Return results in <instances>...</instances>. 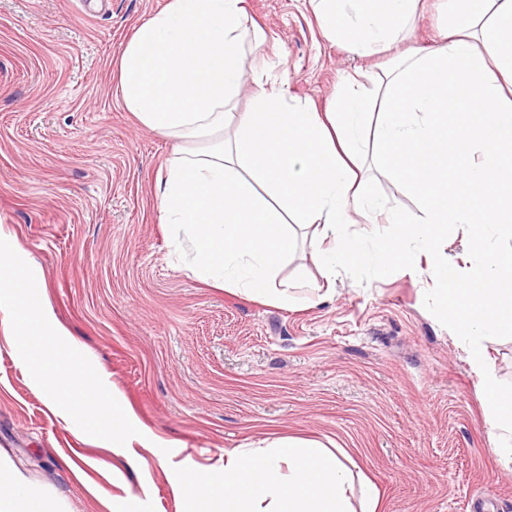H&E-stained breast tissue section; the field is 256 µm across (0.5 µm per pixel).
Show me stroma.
<instances>
[{
  "instance_id": "35a3bbf8",
  "label": "stroma",
  "mask_w": 512,
  "mask_h": 512,
  "mask_svg": "<svg viewBox=\"0 0 512 512\" xmlns=\"http://www.w3.org/2000/svg\"><path fill=\"white\" fill-rule=\"evenodd\" d=\"M168 0H0V236L41 276L69 343L143 425L139 459L102 447L53 413L0 329V463L55 512H179L172 477L208 476L229 448L297 435L334 441L378 486L381 512H512V473L486 438L483 379L459 330L439 313L427 270L399 263L321 273L298 237L282 277L285 309L213 288L179 266L178 239L158 216V176L175 140L118 99L114 60ZM446 24L422 0L407 47L432 48ZM245 51L233 99L244 111L263 57L288 98L325 107L339 78L367 94L386 55L359 58L326 40L309 0H245ZM359 165L386 206L417 213V195L379 160L366 132Z\"/></svg>"
}]
</instances>
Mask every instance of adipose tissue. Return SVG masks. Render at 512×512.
<instances>
[{"instance_id": "ef3b65f1", "label": "adipose tissue", "mask_w": 512, "mask_h": 512, "mask_svg": "<svg viewBox=\"0 0 512 512\" xmlns=\"http://www.w3.org/2000/svg\"><path fill=\"white\" fill-rule=\"evenodd\" d=\"M310 2L325 37L358 57L389 51L419 5ZM443 5L440 41L391 59L375 115L354 76L323 111L288 102L270 79L256 111H232L243 78L244 0H169L121 50L117 95L144 126L178 142L160 177V220L191 242L187 268L198 280L254 301L294 303L278 272L296 227L313 228L312 257L326 278L346 264L381 268L393 257L413 269L427 263L430 291L483 376L496 461L512 471V390L499 384L486 347L512 335V254L489 245L490 232L512 229V0ZM372 120L382 161L417 192L418 213L384 209L352 169ZM475 148L483 154L476 167ZM359 218L398 226V235L366 253L347 233ZM457 224L472 227L462 273L438 250ZM354 468L342 448L282 436L225 450L223 470L181 472L173 490L183 512L215 500L224 512H377L376 487Z\"/></svg>"}]
</instances>
